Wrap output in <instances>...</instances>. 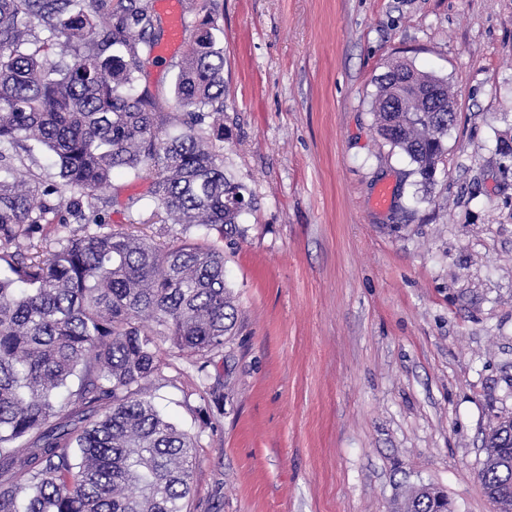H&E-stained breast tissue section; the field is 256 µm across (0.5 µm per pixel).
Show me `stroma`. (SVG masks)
I'll return each mask as SVG.
<instances>
[{"instance_id": "obj_1", "label": "stroma", "mask_w": 512, "mask_h": 512, "mask_svg": "<svg viewBox=\"0 0 512 512\" xmlns=\"http://www.w3.org/2000/svg\"><path fill=\"white\" fill-rule=\"evenodd\" d=\"M149 2L165 56L139 87L173 115L200 0H180L177 43ZM215 3L224 171L253 201L224 247L223 351L201 374L165 347L149 389L197 440L190 512H394L422 484L491 512L483 440L512 416V0ZM395 61L456 101L430 186L374 128Z\"/></svg>"}]
</instances>
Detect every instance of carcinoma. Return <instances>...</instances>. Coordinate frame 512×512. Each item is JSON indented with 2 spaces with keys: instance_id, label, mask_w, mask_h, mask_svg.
I'll return each instance as SVG.
<instances>
[{
  "instance_id": "1",
  "label": "carcinoma",
  "mask_w": 512,
  "mask_h": 512,
  "mask_svg": "<svg viewBox=\"0 0 512 512\" xmlns=\"http://www.w3.org/2000/svg\"><path fill=\"white\" fill-rule=\"evenodd\" d=\"M200 10L174 85L183 113L165 118L136 93L153 46L146 0H0V512H187L196 439L145 385L167 343L189 357L222 351L236 305L222 246L160 245L139 229L222 234L251 204L216 146L224 50L218 17ZM38 25L48 36L31 51ZM412 82L450 96L434 75L394 64L373 112L427 184L448 113L424 111ZM37 147L60 181L33 170ZM120 170L149 171L146 193L122 195ZM109 186L126 217L118 230L98 204ZM483 453L493 512H512V433L491 430ZM433 509L420 485L399 512Z\"/></svg>"
}]
</instances>
